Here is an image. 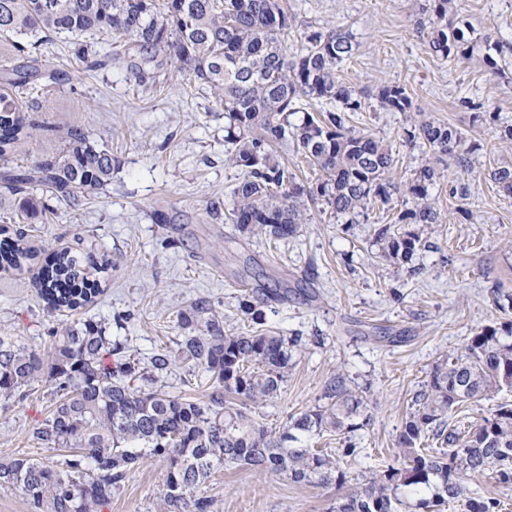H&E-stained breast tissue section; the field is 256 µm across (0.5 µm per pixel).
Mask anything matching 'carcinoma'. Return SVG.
<instances>
[{
	"instance_id": "cac0c4a2",
	"label": "carcinoma",
	"mask_w": 512,
	"mask_h": 512,
	"mask_svg": "<svg viewBox=\"0 0 512 512\" xmlns=\"http://www.w3.org/2000/svg\"><path fill=\"white\" fill-rule=\"evenodd\" d=\"M451 0H428V18L414 21L428 48L446 60L474 56L494 68L488 54L490 35L466 37L448 20ZM97 34L129 42L135 54L126 62L143 78L170 67L205 85L224 109V142L229 160L243 178L232 192L228 215L242 235L294 236L305 220V201L323 200L331 213L354 224L373 203L389 205L402 190L414 205L399 212V232L382 227L375 233L379 257L410 265L430 248L423 227L439 222L428 202L435 170L425 165L403 186L391 173L392 151L372 133L351 125L362 99L340 79V64L353 54L351 35L323 27L304 35L301 48L288 46V14L282 0H0V38L11 41L23 63L16 78L0 82V157L32 136L14 88L41 74L44 46L63 35L76 58L88 57V38ZM325 101L330 107L300 112L297 102ZM383 107L406 112L407 89L382 87ZM417 135L436 160L448 156L465 171L458 151L461 134L453 127L423 119ZM291 139L296 150L321 173V181L304 186L272 150ZM62 148L29 171H5L0 183L11 195L23 194L19 206L38 208L30 189L74 199L112 178V152L79 128L60 135ZM491 177L512 194V165ZM0 270L23 267L34 257L23 246L24 233L9 236L0 226ZM91 259L77 250L54 254L42 268L41 288L53 306L76 311L93 302L98 283L88 278ZM501 318L473 331L464 353L437 364L421 383L413 408L402 422L399 452L356 490L336 499L332 512H402L404 491L417 496L422 512H500L501 500L469 494V483L487 473L512 484V403L502 402L482 422L466 427L454 420L459 407L503 390L512 391V296L496 297ZM239 311L253 329L224 335L219 312L198 300L181 316L182 353L204 367L213 380L206 401L172 396L156 386L155 376L122 361L125 345L91 320L62 324L45 357L15 336H0V401L24 398L33 384L51 388L52 408L32 438L48 449H70L65 468L29 457L0 458V488L18 489L34 512H101L113 490L142 460L156 457L166 466L165 492L157 512H211L213 501L194 491L224 466L247 465L284 476L294 483L341 488L350 482L345 459L357 454L348 434L369 425L355 422L363 401L355 398L345 377L325 387L327 403L288 418L271 432L257 424L246 404L278 396L298 340L263 328V313L243 299ZM231 394L237 402L224 399ZM334 432L341 452L332 456L299 444L298 434Z\"/></svg>"
}]
</instances>
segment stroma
Here are the masks:
<instances>
[{
    "label": "stroma",
    "mask_w": 512,
    "mask_h": 512,
    "mask_svg": "<svg viewBox=\"0 0 512 512\" xmlns=\"http://www.w3.org/2000/svg\"><path fill=\"white\" fill-rule=\"evenodd\" d=\"M426 0H284L292 38L333 26L351 34L354 53L341 66L342 81L362 96L353 126L370 130L398 161L396 177L429 158L411 138L410 115L455 127L471 161L438 163L429 188L441 213L427 226L433 249L417 256L419 274L378 258L376 229L394 223L407 201L373 204L357 223L340 224L310 204L308 221L286 241L241 235L225 218L230 192L241 179L228 159L224 112L210 90L193 77L167 69L146 82L126 70L123 45L100 42L89 67L64 40L46 49L36 90L18 99L34 125L30 138L0 158V172L30 169L60 149L61 130L78 127L112 152V180L104 188L66 202L45 197V211L24 217L16 200L0 204V225L25 233L37 258L22 270L0 272V335L17 336L42 354L62 323L87 319L105 326L139 367L155 356L168 360L156 376L175 396L204 401L208 372L183 359L181 312L209 301L224 316L228 336L248 331L238 303L242 293L288 291L284 302L267 301L265 329L299 340L280 396L254 406L265 427L321 404L325 382L344 373L353 391L370 401V424L357 432L361 453L351 468L369 472L392 459L401 423L427 372L460 355L472 329L497 316L495 292L512 294V195L489 177L491 167L512 164L500 140L512 125V0H454L456 26L473 25L499 41L495 67L481 57L431 54L413 30ZM401 84L409 113L384 109L381 86ZM462 181L475 206L463 215L448 195ZM92 255L101 292L77 311L52 309L40 296L38 276L59 249ZM401 339L379 342L373 327ZM47 385L26 398L0 405V456L59 460L56 450L31 440L50 410ZM166 468L148 458L127 475L102 512H156ZM214 512H330L341 489L297 484L251 467H224L199 486Z\"/></svg>",
    "instance_id": "stroma-1"
}]
</instances>
